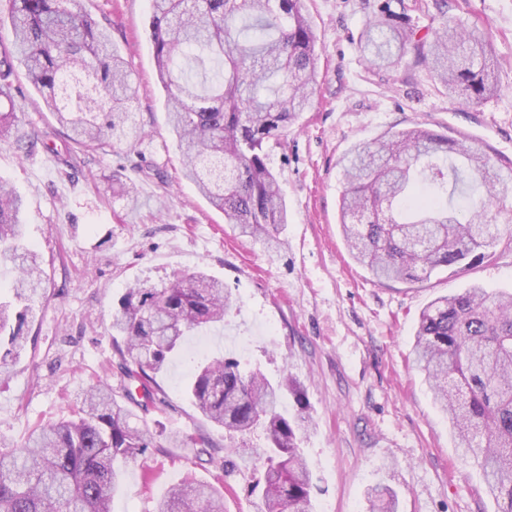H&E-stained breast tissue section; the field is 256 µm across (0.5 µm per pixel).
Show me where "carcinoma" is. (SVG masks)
<instances>
[{
	"instance_id": "carcinoma-1",
	"label": "carcinoma",
	"mask_w": 512,
	"mask_h": 512,
	"mask_svg": "<svg viewBox=\"0 0 512 512\" xmlns=\"http://www.w3.org/2000/svg\"><path fill=\"white\" fill-rule=\"evenodd\" d=\"M158 75L168 120L183 156V176L239 232L270 256L287 246L288 206L270 153L311 108L318 52L304 0H149ZM10 37L0 35V139L27 154L38 134L17 116L14 61L70 140L89 152L111 142L135 145L136 91L111 35L78 0H5ZM441 17L421 30L417 4L382 0L367 17L359 49L375 69L408 60L466 105L496 96L489 33ZM339 165L340 228L352 258L379 282L416 284L443 268L466 269L512 242V165L495 161L481 140L426 127L388 131L356 144ZM0 263L14 266L0 294V348L21 346L32 302L45 282L25 242L23 203L0 180ZM232 294L202 271L157 288L125 289L112 314L130 409L105 382L90 386L71 415L36 426L19 448L0 449V512H112L122 486L119 462L154 447L146 417L157 408L156 375L185 336L224 325ZM414 363L448 418L466 458L481 469L496 512H512V293L473 284L432 300L420 313ZM300 411L279 409L284 391ZM186 394L216 426L233 433L261 427L260 512H313V478L300 448L306 406L289 375L271 382L222 354L197 359ZM374 512H396V496L369 489ZM217 487L184 479L154 512H224Z\"/></svg>"
}]
</instances>
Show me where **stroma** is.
<instances>
[{
  "label": "stroma",
  "instance_id": "35a3bbf8",
  "mask_svg": "<svg viewBox=\"0 0 512 512\" xmlns=\"http://www.w3.org/2000/svg\"><path fill=\"white\" fill-rule=\"evenodd\" d=\"M378 0H305L319 54L309 111L274 149L270 166L288 204V247L270 260L238 235L223 212L182 176L167 121L150 38L149 0H81L110 29L128 61L146 135L133 148L96 153L70 148L51 113L17 75L13 97L40 145L20 156L0 140V178L23 199L26 241L42 256L45 293L33 304L23 348L0 382V448L21 445L32 428L67 416L82 390L99 381L119 389L120 356L110 321L126 287L162 286L197 269L223 280L235 302L222 333L225 354L268 378L290 373L309 416L302 447L313 476L314 512H368L366 491L389 487L398 512H495L479 467L436 409L411 348L421 310L437 295L478 282L512 290V248L468 270L441 271L416 285L376 283L355 262L339 227L341 156L393 128L422 126L473 134L492 157L512 160V0H448L449 21L490 34L500 96L468 106L435 92L425 72H376L358 42ZM197 335L156 377L159 408L148 417L154 448L128 462L112 512H153L185 478L211 482L224 512H255L263 429L226 433L184 393ZM180 432L209 440L206 451L168 443Z\"/></svg>",
  "mask_w": 512,
  "mask_h": 512
}]
</instances>
